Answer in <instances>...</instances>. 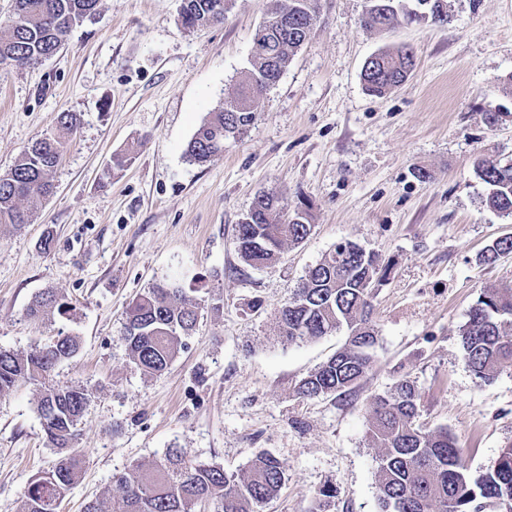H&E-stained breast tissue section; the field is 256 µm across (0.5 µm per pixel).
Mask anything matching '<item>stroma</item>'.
<instances>
[{
	"label": "stroma",
	"instance_id": "1",
	"mask_svg": "<svg viewBox=\"0 0 512 512\" xmlns=\"http://www.w3.org/2000/svg\"><path fill=\"white\" fill-rule=\"evenodd\" d=\"M179 5L99 0L57 55L0 69V173L55 132L59 113L81 119L35 223L0 225V348L23 355L62 330L81 338L54 374L92 393L77 426L84 471L60 512L101 495L120 503L117 476L170 448L229 472L261 452L279 458L285 482L263 512H311L325 486L336 491L332 512H380L370 404L403 379L416 387L418 423L448 430L471 471L491 468L512 442V374L475 383L458 332L481 293L512 282V255L479 261L512 235V217L481 205L474 172L487 150L512 160V0H452L449 24L382 32L363 27L366 0H318L254 124L204 165L186 146L243 79L269 0H233L223 23L200 29L179 23ZM399 45L415 54L412 75L368 95L365 60ZM489 112L500 113L496 126ZM127 149L134 162L114 169ZM421 167L429 181L416 178ZM263 190L288 209L309 200L313 229L257 269L240 258L236 229ZM343 240L392 265L371 290L378 343L351 392L302 399L299 381L346 334L289 345L277 317ZM174 280L206 290L197 328L165 373L146 376L121 338L125 310ZM47 290L68 313L30 320ZM36 400L27 384L0 395V512H19L57 459ZM512 254V236L501 237L488 245L480 255V261L487 264H496L502 257Z\"/></svg>",
	"mask_w": 512,
	"mask_h": 512
}]
</instances>
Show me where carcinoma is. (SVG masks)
Returning a JSON list of instances; mask_svg holds the SVG:
<instances>
[{
	"instance_id": "obj_1",
	"label": "carcinoma",
	"mask_w": 512,
	"mask_h": 512,
	"mask_svg": "<svg viewBox=\"0 0 512 512\" xmlns=\"http://www.w3.org/2000/svg\"><path fill=\"white\" fill-rule=\"evenodd\" d=\"M99 0H15L8 32L0 36V66L31 64L56 55L71 31L97 10ZM221 0H183L179 13L184 27L214 24L213 10ZM269 16L253 42L251 68L224 106L197 128L186 154L208 163L224 155V139L244 134L256 119L265 88L276 84L292 57L313 29L316 0H271ZM407 23L451 21V0H369L363 17L368 30L382 31L398 18ZM415 66L412 52L401 48L370 56L362 69L365 90L382 96L407 80ZM80 119L72 112L57 118V132L37 138L12 168L0 174V224L16 229L33 223L26 202L55 192L53 173L61 162ZM476 176L488 187L481 204L502 216H512V163L486 153L475 163ZM312 206L292 210L274 195L262 192L237 224L238 252L248 264L264 266L276 260L284 244L300 243L311 232ZM512 254V236L488 245L480 261L493 265ZM380 259L363 255L341 241L309 269L292 299L280 310V338L289 343L319 339L347 330L345 347L301 379L296 394L313 399L341 396L368 371L378 342L371 323V285ZM200 289L185 291L175 282L159 283L128 306L123 336L134 364L147 375L164 373L183 338L196 328ZM69 311L52 291L35 297L27 310L33 320L50 319ZM463 359L474 378L486 384L512 371V286L481 294L459 330ZM80 349V337L59 333L54 341L26 355L0 348V394L21 384L38 388L37 410L58 459L51 471L35 477L24 493L20 512H58L60 501L77 482L81 461L73 452L76 425L84 417L91 394L82 388L54 384L57 365ZM416 389L401 380L371 404L369 440L379 449L376 471L381 512H482L494 503L512 512V444L495 466L473 473L455 439L446 430H428L416 423ZM285 464L261 453L241 473L213 463L196 462L176 449L146 468L131 466L118 479L124 495L119 510L105 497L85 505L84 512H260L285 481Z\"/></svg>"
}]
</instances>
